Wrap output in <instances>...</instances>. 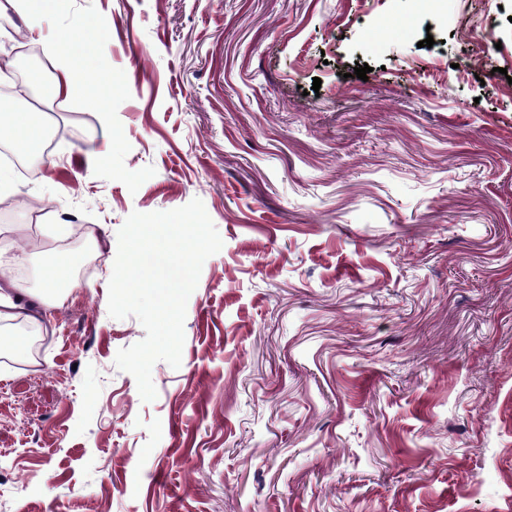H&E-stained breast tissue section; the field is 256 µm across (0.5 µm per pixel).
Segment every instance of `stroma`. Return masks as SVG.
<instances>
[{
  "label": "stroma",
  "mask_w": 512,
  "mask_h": 512,
  "mask_svg": "<svg viewBox=\"0 0 512 512\" xmlns=\"http://www.w3.org/2000/svg\"><path fill=\"white\" fill-rule=\"evenodd\" d=\"M91 19L104 103L53 98L47 39ZM16 26L12 108L54 146L0 168V246L28 241V288L83 259L49 328L0 326V512H512V0H57ZM195 198L223 247L146 403L108 244Z\"/></svg>",
  "instance_id": "obj_1"
}]
</instances>
